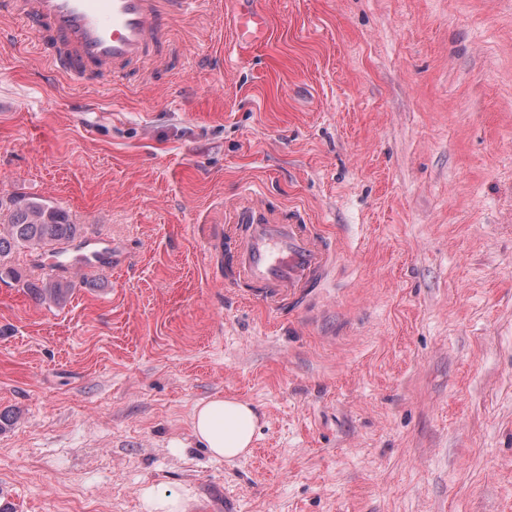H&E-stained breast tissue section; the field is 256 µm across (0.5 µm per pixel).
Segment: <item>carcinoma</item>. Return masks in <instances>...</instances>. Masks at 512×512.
<instances>
[{"instance_id":"carcinoma-1","label":"carcinoma","mask_w":512,"mask_h":512,"mask_svg":"<svg viewBox=\"0 0 512 512\" xmlns=\"http://www.w3.org/2000/svg\"><path fill=\"white\" fill-rule=\"evenodd\" d=\"M7 208L9 220L0 225V280L19 279L16 270L8 264L9 256L16 250L38 252L57 245V254H65V246L81 239L80 225L71 223L63 209L45 200L15 195L3 201L0 209ZM59 273L36 282H26L23 287L38 303L61 304L73 291L74 282L67 276V268L58 264Z\"/></svg>"}]
</instances>
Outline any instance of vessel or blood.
Segmentation results:
<instances>
[{"instance_id":"1","label":"vessel or blood","mask_w":512,"mask_h":512,"mask_svg":"<svg viewBox=\"0 0 512 512\" xmlns=\"http://www.w3.org/2000/svg\"><path fill=\"white\" fill-rule=\"evenodd\" d=\"M196 0H0V13L23 19L48 42L49 72L72 79L88 72L127 74L133 66L166 63L168 22L188 15ZM234 44L263 46L272 19L259 0H233ZM226 235L207 236L208 265L229 259L224 285L249 298L295 309L321 287L338 252L319 225L297 206L281 207L263 191L246 188L225 212Z\"/></svg>"}]
</instances>
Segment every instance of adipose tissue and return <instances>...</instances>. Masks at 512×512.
I'll return each mask as SVG.
<instances>
[{"label": "adipose tissue", "mask_w": 512, "mask_h": 512, "mask_svg": "<svg viewBox=\"0 0 512 512\" xmlns=\"http://www.w3.org/2000/svg\"><path fill=\"white\" fill-rule=\"evenodd\" d=\"M258 425L253 406L235 398L212 396L196 404L192 413L194 438L217 459L248 455Z\"/></svg>", "instance_id": "obj_1"}]
</instances>
